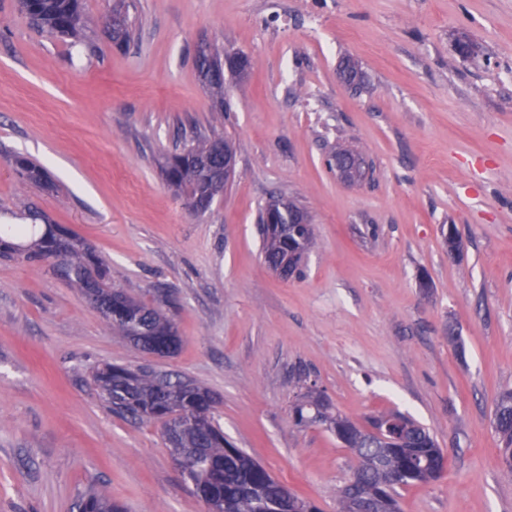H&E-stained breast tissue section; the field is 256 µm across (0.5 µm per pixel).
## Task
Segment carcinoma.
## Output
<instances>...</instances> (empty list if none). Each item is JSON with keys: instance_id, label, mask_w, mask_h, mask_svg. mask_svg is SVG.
<instances>
[{"instance_id": "1", "label": "carcinoma", "mask_w": 512, "mask_h": 512, "mask_svg": "<svg viewBox=\"0 0 512 512\" xmlns=\"http://www.w3.org/2000/svg\"><path fill=\"white\" fill-rule=\"evenodd\" d=\"M21 10L41 29L60 37H77L88 26L80 0H20ZM104 31L127 41L132 29L128 22L112 27V17L102 21ZM207 86L216 99L215 112L224 118V73L219 72ZM220 136L200 140L166 156L163 169L168 183L195 210L204 212L216 194L212 178L223 175L224 159L214 153L213 143ZM16 174L35 183L44 179L43 170L24 157L14 161ZM302 208L293 200H282L274 223H265L260 212L259 235L264 260L275 265L288 255L295 257V275L301 274L304 256L316 245L311 224H294V214ZM62 251L64 267L54 275L84 295L100 300V314L112 330L126 338L134 328L122 317L112 316V296L124 297L142 312V320L157 349H168L174 333L172 320L157 306L112 288V268L77 235L58 224H0V259L45 263ZM177 352L178 346H173ZM164 382L148 364L137 366L102 363L90 370V383L97 389L105 407L125 419L148 421L165 430L171 414L181 420L177 447L184 455V475L203 503L211 496H224L230 512H271L272 506L288 500L290 512H318L276 480L270 471L246 451L224 437L215 418V401L210 392L178 373L164 372ZM292 417L300 427L322 426L336 437L356 459L352 475L355 485L345 483L338 490L340 512H352V498L371 503L376 512H401L399 489L409 488L441 476L443 449L428 429L399 413L380 412L369 426L360 428L338 412H333L324 396L308 391L292 406ZM493 427L500 441L499 458L512 472V390L500 392L494 400ZM78 512H118L103 492L85 493Z\"/></svg>"}]
</instances>
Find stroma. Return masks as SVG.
Instances as JSON below:
<instances>
[{
    "label": "stroma",
    "mask_w": 512,
    "mask_h": 512,
    "mask_svg": "<svg viewBox=\"0 0 512 512\" xmlns=\"http://www.w3.org/2000/svg\"><path fill=\"white\" fill-rule=\"evenodd\" d=\"M81 5L75 40L0 0V224L41 211L115 288L168 291L181 345L159 369L205 387L225 436L319 512H339L354 460L295 425L308 386L357 426L396 411L445 449L443 476L403 491L401 512H512L492 427L512 389V0H134L123 45L97 24L114 0ZM463 35L477 57L456 53ZM203 39L250 60L224 75L221 122ZM347 56L364 91L340 77ZM214 133L235 144L236 177L197 213L162 165ZM337 145L368 178H337ZM19 155L53 190L15 174ZM274 197L314 227L298 278L261 256ZM147 360L46 266L0 262V512H77L93 488L125 512H205L159 426L110 415L90 384L94 364Z\"/></svg>",
    "instance_id": "stroma-1"
}]
</instances>
